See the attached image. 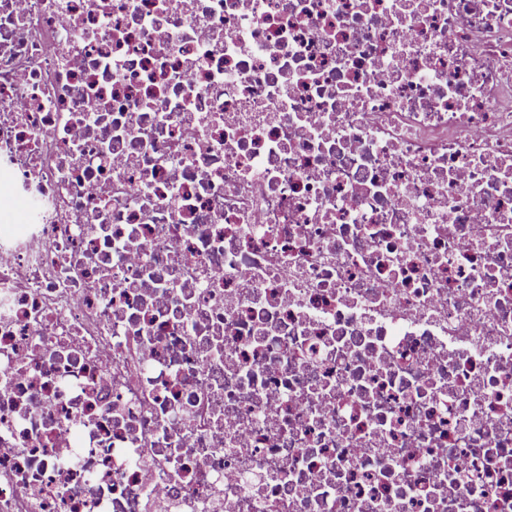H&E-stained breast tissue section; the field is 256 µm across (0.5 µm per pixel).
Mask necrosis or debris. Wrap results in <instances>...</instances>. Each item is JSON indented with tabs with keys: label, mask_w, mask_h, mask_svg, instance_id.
I'll return each instance as SVG.
<instances>
[{
	"label": "necrosis or debris",
	"mask_w": 512,
	"mask_h": 512,
	"mask_svg": "<svg viewBox=\"0 0 512 512\" xmlns=\"http://www.w3.org/2000/svg\"><path fill=\"white\" fill-rule=\"evenodd\" d=\"M0 512H512V0H0Z\"/></svg>",
	"instance_id": "1"
}]
</instances>
